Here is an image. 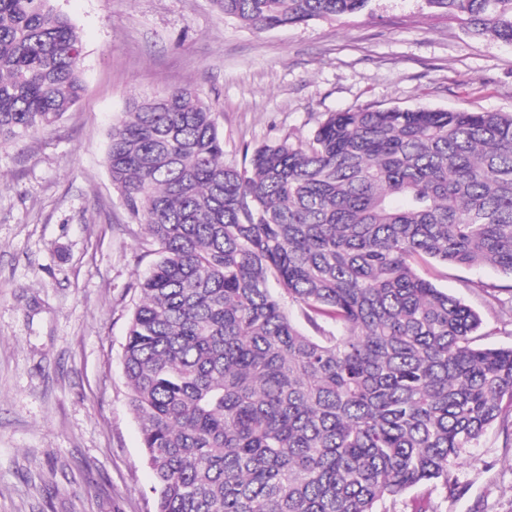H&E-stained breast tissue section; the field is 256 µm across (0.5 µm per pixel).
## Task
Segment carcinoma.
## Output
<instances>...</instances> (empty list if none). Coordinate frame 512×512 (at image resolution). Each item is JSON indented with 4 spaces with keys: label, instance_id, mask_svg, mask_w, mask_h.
I'll use <instances>...</instances> for the list:
<instances>
[{
    "label": "carcinoma",
    "instance_id": "1",
    "mask_svg": "<svg viewBox=\"0 0 512 512\" xmlns=\"http://www.w3.org/2000/svg\"><path fill=\"white\" fill-rule=\"evenodd\" d=\"M263 32L368 0H216ZM512 42V0H427ZM80 37L50 0H0V143L46 129L83 90ZM106 163L157 260L138 279L123 367L155 512H387L498 423L512 347L418 273L512 276V114L329 112L224 162L216 112L186 88L136 98ZM297 308L312 332L291 318Z\"/></svg>",
    "mask_w": 512,
    "mask_h": 512
}]
</instances>
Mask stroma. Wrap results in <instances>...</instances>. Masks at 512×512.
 I'll return each mask as SVG.
<instances>
[{
  "label": "stroma",
  "mask_w": 512,
  "mask_h": 512,
  "mask_svg": "<svg viewBox=\"0 0 512 512\" xmlns=\"http://www.w3.org/2000/svg\"><path fill=\"white\" fill-rule=\"evenodd\" d=\"M80 34L85 91L51 128L0 145V512H154L122 352L143 242L105 157L127 103L187 87L209 103L224 160L308 141L326 113L427 105L512 113V44L476 38L425 0H369L356 15L255 32L215 0H53ZM492 313L471 282L439 278ZM464 488L409 490L391 512H512V441L486 430L451 467Z\"/></svg>",
  "instance_id": "stroma-1"
}]
</instances>
